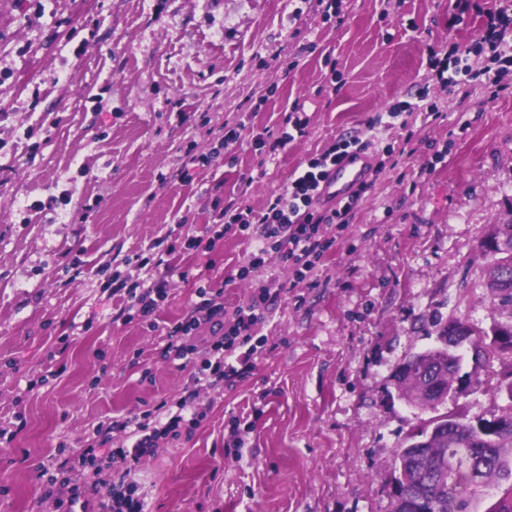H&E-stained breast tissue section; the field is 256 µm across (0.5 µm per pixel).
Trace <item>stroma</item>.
Returning <instances> with one entry per match:
<instances>
[{"mask_svg": "<svg viewBox=\"0 0 512 512\" xmlns=\"http://www.w3.org/2000/svg\"><path fill=\"white\" fill-rule=\"evenodd\" d=\"M458 0H0V512H55L44 468L76 456L95 425L178 395L165 328L197 302L171 282L156 328L118 319L106 283L156 276L136 256L203 227L216 201L262 208L303 160L415 102L424 144L385 170L314 275L263 328L266 350L237 386L201 390L191 440L139 464L143 512H392L394 456L433 412L400 399L395 367L437 346L433 316L488 331L512 321L482 280L479 248L512 215V93L442 87L427 50L477 53L482 19ZM306 136L272 157L254 146L293 103ZM240 125L228 148L225 124ZM448 154L435 169L428 143ZM196 156L188 164V156ZM40 210H33V203ZM251 246L169 255L208 271L235 305L292 272L280 260L235 277ZM437 411L487 419L512 407V357L475 365ZM257 414L239 454L233 417Z\"/></svg>", "mask_w": 512, "mask_h": 512, "instance_id": "1", "label": "stroma"}]
</instances>
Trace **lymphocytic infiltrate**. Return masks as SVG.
<instances>
[{
    "label": "lymphocytic infiltrate",
    "instance_id": "obj_1",
    "mask_svg": "<svg viewBox=\"0 0 512 512\" xmlns=\"http://www.w3.org/2000/svg\"><path fill=\"white\" fill-rule=\"evenodd\" d=\"M480 36L482 63L470 61L468 55L456 52L439 55L430 51L429 64L445 87L466 90L473 80H481L489 99L512 90V11L495 5L482 12ZM309 124L300 105L285 113L277 129L265 130L254 138V144L265 154H275L295 139L303 137ZM367 145L359 135L341 138L320 154L301 162L285 185L260 211L228 202L215 206L213 222L203 230L185 228L180 234V247L185 252L197 251L202 242L216 244L224 235L234 234L251 240L252 250L238 266V279L265 267L270 257L288 264L295 281L310 278L325 254L335 245L329 228L345 230L358 207L367 185H360L344 201L327 208L319 204L323 182L329 172L350 151ZM181 279H194L198 301L181 320L167 329L165 359L189 366L190 374L182 392L161 400L152 409L115 417L99 423L94 435L79 457L58 456L53 464L60 473L72 471L75 465H95L108 460L112 470V501L100 504V512H143L138 495L139 485L130 477L133 465L152 456L162 441L192 433L204 413L196 405L197 387L206 384L213 392L223 393L242 381L255 367L259 352L267 344L262 329L282 291L264 286L255 289L234 307L224 304L223 289L214 287L211 279L181 270ZM113 294L123 296L119 311L124 321L134 317L151 320L168 298L166 277L142 280L133 284L119 283ZM211 327L213 339L206 351H198L192 338L202 327ZM129 439L130 447H112L113 433Z\"/></svg>",
    "mask_w": 512,
    "mask_h": 512
}]
</instances>
